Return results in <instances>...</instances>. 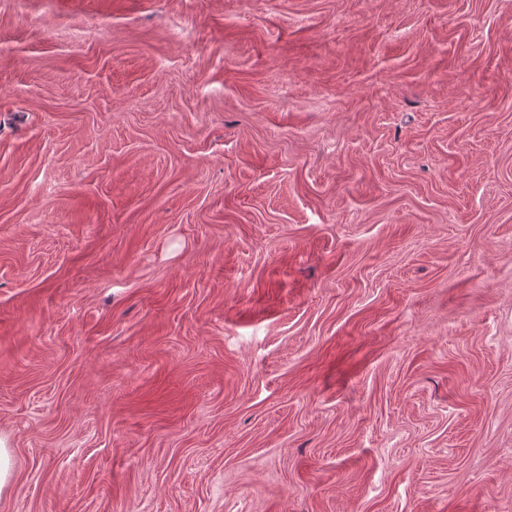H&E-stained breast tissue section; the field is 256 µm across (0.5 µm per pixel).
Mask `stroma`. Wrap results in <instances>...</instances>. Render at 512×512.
<instances>
[{
  "label": "stroma",
  "mask_w": 512,
  "mask_h": 512,
  "mask_svg": "<svg viewBox=\"0 0 512 512\" xmlns=\"http://www.w3.org/2000/svg\"><path fill=\"white\" fill-rule=\"evenodd\" d=\"M0 512H512V0H0Z\"/></svg>",
  "instance_id": "35a3bbf8"
}]
</instances>
